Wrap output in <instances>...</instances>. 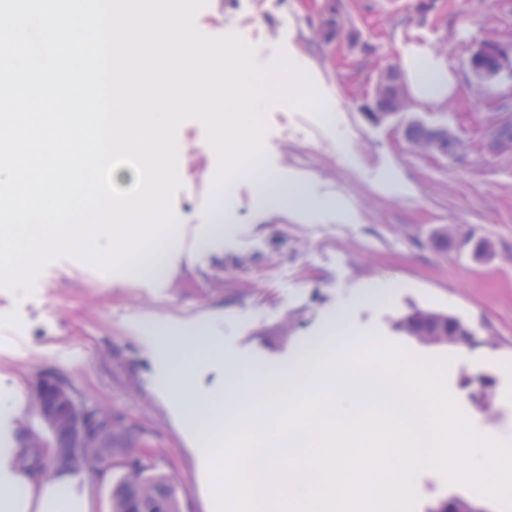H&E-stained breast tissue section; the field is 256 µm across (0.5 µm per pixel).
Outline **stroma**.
I'll return each instance as SVG.
<instances>
[{
    "label": "stroma",
    "instance_id": "1",
    "mask_svg": "<svg viewBox=\"0 0 512 512\" xmlns=\"http://www.w3.org/2000/svg\"><path fill=\"white\" fill-rule=\"evenodd\" d=\"M328 0H208L196 17L211 36L235 32L256 49L257 61L284 53L336 109L320 115L277 105L263 172L289 188L265 201L252 178L229 188V216L208 235L206 206L216 158L198 122L178 130L181 188L173 199L182 222L167 247L165 271L154 278L106 274L70 258L49 264L31 297L0 289V390L14 411L0 412V448L16 447L20 431L46 435L34 399L41 378L69 384L89 406L122 418L128 444L146 454L170 481L180 512H214L208 463L183 410L156 386L159 333L213 336L223 355L186 348L195 365L191 388L224 394L226 364L276 373L294 363L321 335L338 306L371 282L394 283L375 303L358 306L353 330L377 332L426 358L448 359L447 382L467 418L491 432L512 434V156L489 154L478 140L491 114L486 102L512 113L501 77L469 96L467 59L488 32L512 33V0H437L421 13L419 0H337L352 51L320 39L316 21ZM442 51L458 85L452 104L415 103L387 124H374L362 106L384 67L401 68L409 45ZM449 126L465 149L429 160L402 136L409 123ZM315 201L302 212L294 196ZM491 246L472 256L465 238ZM417 309L454 315L472 330L466 346L426 345L398 327ZM117 475L71 477L90 512H111ZM416 512H434L462 497L484 512L487 498L434 471L416 481Z\"/></svg>",
    "mask_w": 512,
    "mask_h": 512
}]
</instances>
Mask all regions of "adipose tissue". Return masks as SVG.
<instances>
[{"label": "adipose tissue", "mask_w": 512, "mask_h": 512, "mask_svg": "<svg viewBox=\"0 0 512 512\" xmlns=\"http://www.w3.org/2000/svg\"><path fill=\"white\" fill-rule=\"evenodd\" d=\"M402 66L416 100L441 104L456 90L455 77L444 57L428 48L405 47ZM67 490L66 478L47 485L15 467L9 472H0V512H88L87 506L75 504L68 498Z\"/></svg>", "instance_id": "1"}]
</instances>
